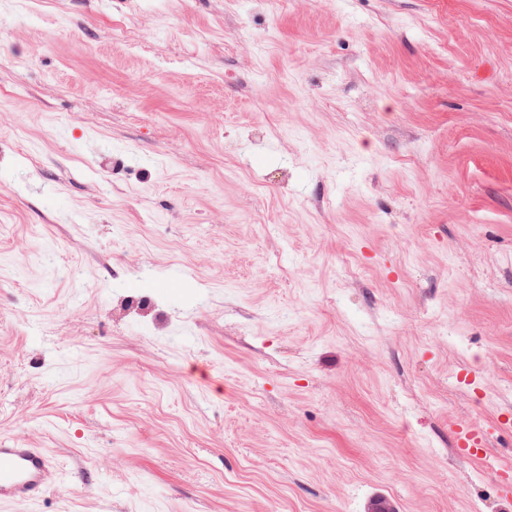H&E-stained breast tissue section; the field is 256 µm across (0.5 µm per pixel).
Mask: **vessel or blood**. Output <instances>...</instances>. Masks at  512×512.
Instances as JSON below:
<instances>
[{
	"mask_svg": "<svg viewBox=\"0 0 512 512\" xmlns=\"http://www.w3.org/2000/svg\"><path fill=\"white\" fill-rule=\"evenodd\" d=\"M490 433V428L477 425L457 429L455 446L463 457H479ZM59 481L60 472L43 449L0 445V501H38L45 490Z\"/></svg>",
	"mask_w": 512,
	"mask_h": 512,
	"instance_id": "1",
	"label": "vessel or blood"
}]
</instances>
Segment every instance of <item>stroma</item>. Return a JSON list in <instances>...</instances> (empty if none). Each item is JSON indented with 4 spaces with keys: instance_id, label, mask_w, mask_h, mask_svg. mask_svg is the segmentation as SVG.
<instances>
[{
    "instance_id": "35a3bbf8",
    "label": "stroma",
    "mask_w": 512,
    "mask_h": 512,
    "mask_svg": "<svg viewBox=\"0 0 512 512\" xmlns=\"http://www.w3.org/2000/svg\"><path fill=\"white\" fill-rule=\"evenodd\" d=\"M0 444V512H512V0H0ZM492 428L477 425L458 428L454 434L455 447L465 458H477L484 454ZM60 482V471L42 448L0 444V501L36 502Z\"/></svg>"
}]
</instances>
